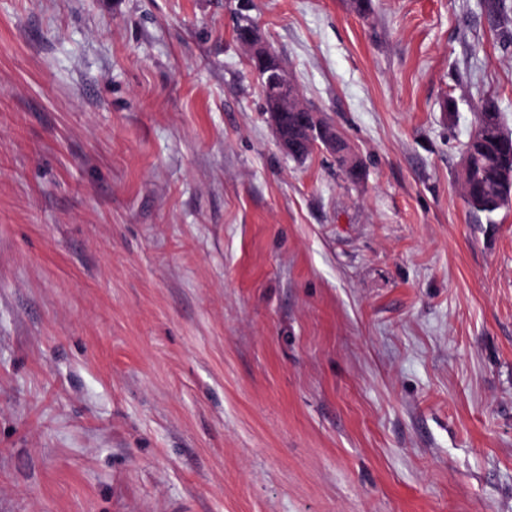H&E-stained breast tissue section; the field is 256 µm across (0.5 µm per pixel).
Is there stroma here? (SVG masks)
<instances>
[{
    "mask_svg": "<svg viewBox=\"0 0 512 512\" xmlns=\"http://www.w3.org/2000/svg\"><path fill=\"white\" fill-rule=\"evenodd\" d=\"M250 4L360 183L238 0H0V512H512V207L457 183L512 23ZM248 52V58L252 64L262 65L263 72L256 71L262 95L272 101L264 99L265 112H268L269 122L273 127L280 146L288 154L293 151L290 140L300 149L296 159L307 158L313 150L309 147H324L326 150L336 152V163L345 170L352 182H358L363 177V165L360 161V171H350L343 166L339 154L345 144L336 134V129L325 125L304 103L301 93L295 83L289 78L286 70L272 55L271 48L261 35L253 22H249L243 31V37L239 39ZM305 112V136L308 147L302 139V113ZM286 133L285 121L286 117ZM290 155V154H289Z\"/></svg>",
    "mask_w": 512,
    "mask_h": 512,
    "instance_id": "obj_1",
    "label": "stroma"
}]
</instances>
